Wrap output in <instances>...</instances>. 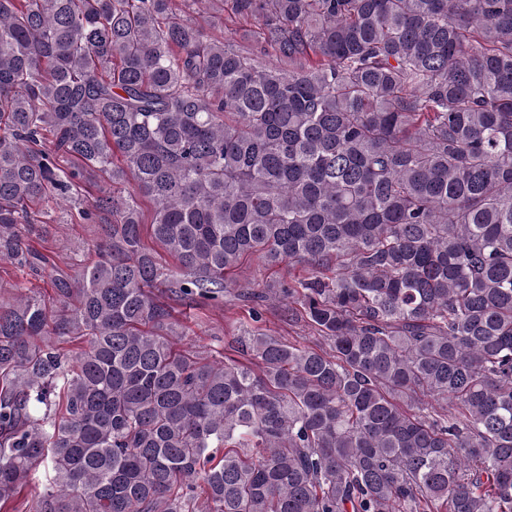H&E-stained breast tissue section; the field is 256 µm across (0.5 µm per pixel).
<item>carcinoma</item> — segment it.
Listing matches in <instances>:
<instances>
[{"instance_id":"carcinoma-1","label":"carcinoma","mask_w":512,"mask_h":512,"mask_svg":"<svg viewBox=\"0 0 512 512\" xmlns=\"http://www.w3.org/2000/svg\"><path fill=\"white\" fill-rule=\"evenodd\" d=\"M183 2L253 42L0 0V265L51 288L0 304V512H512V0ZM251 257L321 343L176 348ZM55 216H59L60 224L51 223L43 237H33L30 243L33 249L50 254L58 263L65 261L74 250L82 251L86 258H93L94 224L80 219L76 211L68 215L56 213Z\"/></svg>"}]
</instances>
